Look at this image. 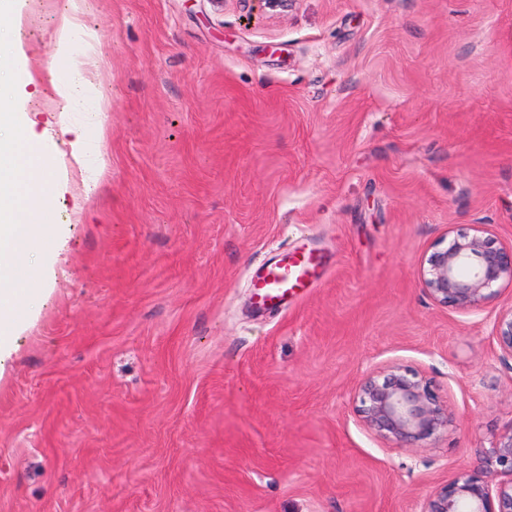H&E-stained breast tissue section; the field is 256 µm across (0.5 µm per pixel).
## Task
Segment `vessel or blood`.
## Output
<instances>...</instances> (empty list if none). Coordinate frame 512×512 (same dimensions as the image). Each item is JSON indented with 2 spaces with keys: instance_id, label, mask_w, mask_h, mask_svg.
<instances>
[{
  "instance_id": "obj_1",
  "label": "vessel or blood",
  "mask_w": 512,
  "mask_h": 512,
  "mask_svg": "<svg viewBox=\"0 0 512 512\" xmlns=\"http://www.w3.org/2000/svg\"><path fill=\"white\" fill-rule=\"evenodd\" d=\"M314 272V259L305 252L284 256L268 265L253 283L259 305L264 308L284 305L296 289L306 287Z\"/></svg>"
}]
</instances>
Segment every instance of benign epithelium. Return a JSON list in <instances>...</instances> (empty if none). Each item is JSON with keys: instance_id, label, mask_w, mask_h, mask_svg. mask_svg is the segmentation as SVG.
Listing matches in <instances>:
<instances>
[{"instance_id": "benign-epithelium-1", "label": "benign epithelium", "mask_w": 512, "mask_h": 512, "mask_svg": "<svg viewBox=\"0 0 512 512\" xmlns=\"http://www.w3.org/2000/svg\"><path fill=\"white\" fill-rule=\"evenodd\" d=\"M420 264L421 288L438 304L461 313L483 310L512 287V242L489 224L448 230ZM503 355L512 359V308L491 320ZM356 406L361 426L388 448H419L448 431V404L419 373L398 364L370 372ZM421 512H512V429L484 451L478 468H461L427 500Z\"/></svg>"}]
</instances>
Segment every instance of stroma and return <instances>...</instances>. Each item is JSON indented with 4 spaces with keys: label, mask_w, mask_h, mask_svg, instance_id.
I'll use <instances>...</instances> for the list:
<instances>
[{
    "label": "stroma",
    "mask_w": 512,
    "mask_h": 512,
    "mask_svg": "<svg viewBox=\"0 0 512 512\" xmlns=\"http://www.w3.org/2000/svg\"><path fill=\"white\" fill-rule=\"evenodd\" d=\"M62 10L11 18L58 242L0 365V512H421L478 467L512 368L418 271L451 228L512 240V0H87L80 112L50 82ZM299 246L318 278L256 308ZM392 363L448 404L426 447L356 421ZM98 70L99 57L93 46L81 59L71 62L68 83L63 87H57L58 94L65 100L68 111L79 112L82 109L83 92L93 87Z\"/></svg>",
    "instance_id": "1"
}]
</instances>
